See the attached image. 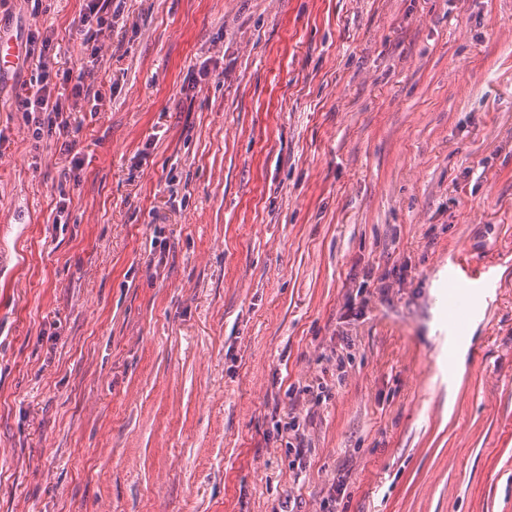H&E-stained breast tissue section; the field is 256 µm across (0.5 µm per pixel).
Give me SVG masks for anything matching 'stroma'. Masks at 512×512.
<instances>
[{
	"label": "stroma",
	"mask_w": 512,
	"mask_h": 512,
	"mask_svg": "<svg viewBox=\"0 0 512 512\" xmlns=\"http://www.w3.org/2000/svg\"><path fill=\"white\" fill-rule=\"evenodd\" d=\"M84 9L0 0L109 98L0 78V512H512V0ZM87 2L82 16V26H84V29L87 28L83 34L86 46L90 45L92 41L95 42V37L103 31L104 26L107 29L112 27V14L110 20L109 16H107L112 6V0H88ZM93 20H95L97 26L95 30L92 28ZM29 43L32 48V55L38 50V75L34 81H30L35 91H30L27 96L18 100L19 110L26 113L35 121L36 128L33 131L35 139H43L53 137H69L73 127L71 123L72 112H80L78 107H82L81 101L90 104L89 112H100L104 106V99L99 89L94 90L93 87L84 82V74L79 73L77 81L69 89V83L72 78L70 71L55 72V77L61 82H53L51 71L47 64L52 51V39L45 36L40 40L34 35L30 37ZM37 44L40 46L38 48ZM61 76V78L59 77ZM44 114L34 116L32 114ZM488 267L456 262L448 267V327L463 326L478 313L479 301L488 300L493 282L485 275Z\"/></svg>",
	"instance_id": "stroma-1"
}]
</instances>
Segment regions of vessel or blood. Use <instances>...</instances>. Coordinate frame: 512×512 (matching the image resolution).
<instances>
[{"label":"vessel or blood","mask_w":512,"mask_h":512,"mask_svg":"<svg viewBox=\"0 0 512 512\" xmlns=\"http://www.w3.org/2000/svg\"><path fill=\"white\" fill-rule=\"evenodd\" d=\"M23 61L17 38L0 32V75ZM493 283L485 267L457 262L448 269V325L456 329L471 321L478 313L480 300L489 298Z\"/></svg>","instance_id":"1"}]
</instances>
